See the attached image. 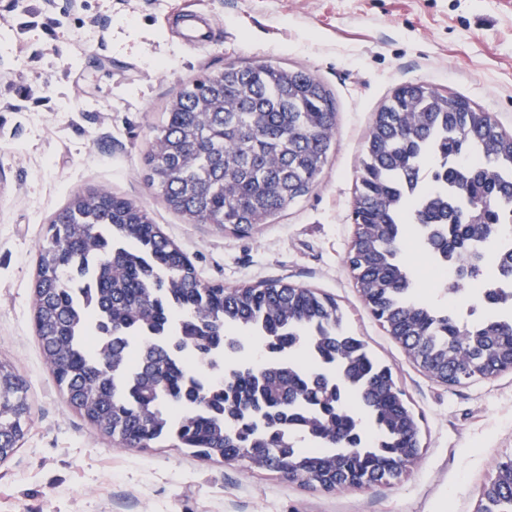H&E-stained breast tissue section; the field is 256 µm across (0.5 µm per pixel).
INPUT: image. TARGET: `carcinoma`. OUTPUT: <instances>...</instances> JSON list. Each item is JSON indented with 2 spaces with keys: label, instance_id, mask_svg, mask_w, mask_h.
Listing matches in <instances>:
<instances>
[{
  "label": "carcinoma",
  "instance_id": "cac0c4a2",
  "mask_svg": "<svg viewBox=\"0 0 512 512\" xmlns=\"http://www.w3.org/2000/svg\"><path fill=\"white\" fill-rule=\"evenodd\" d=\"M336 134L316 75L229 64L172 100L145 157L146 181L190 224L249 232L310 194ZM352 205L346 264L360 297L408 359L449 386L512 372V301L463 318L418 297L402 261L413 235L459 264L450 297L477 296L512 224V132L467 97L407 82L375 113ZM86 282L94 308L80 310ZM33 322L57 386L125 448L167 445L248 460L327 492L389 483L421 454V430L389 366L350 335L335 299L281 281L201 280L148 213L109 191L75 194L37 247ZM246 336L267 361L231 364ZM369 418L367 434L354 406ZM27 385L0 359V463L24 439ZM476 512H512V457Z\"/></svg>",
  "mask_w": 512,
  "mask_h": 512
}]
</instances>
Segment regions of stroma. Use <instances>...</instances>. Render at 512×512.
<instances>
[{"mask_svg":"<svg viewBox=\"0 0 512 512\" xmlns=\"http://www.w3.org/2000/svg\"><path fill=\"white\" fill-rule=\"evenodd\" d=\"M187 11L209 19L208 48L179 40ZM0 41V357L31 404L0 464V512H476L494 461L512 457V373L428 377L361 303L344 256L364 138L399 85L459 93L512 131V0H0ZM228 64L304 69L336 100L317 188L247 234L186 223L144 179L168 103ZM100 188L146 210L208 283L281 279L336 299L419 416L411 471L327 493L246 461L124 448L74 412L35 336L31 283L49 216Z\"/></svg>","mask_w":512,"mask_h":512,"instance_id":"35a3bbf8","label":"stroma"}]
</instances>
